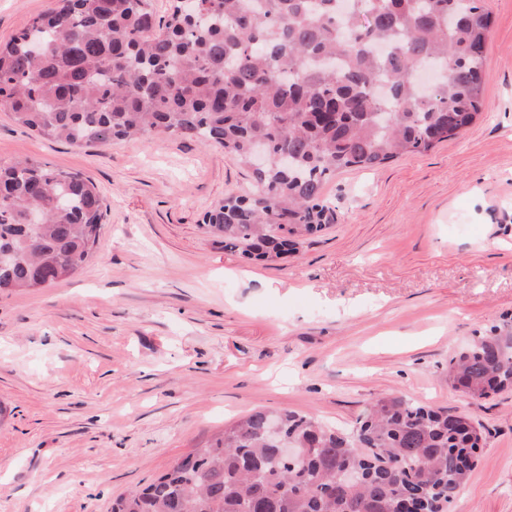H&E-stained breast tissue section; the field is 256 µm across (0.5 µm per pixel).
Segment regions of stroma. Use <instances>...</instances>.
<instances>
[{
    "instance_id": "1",
    "label": "stroma",
    "mask_w": 512,
    "mask_h": 512,
    "mask_svg": "<svg viewBox=\"0 0 512 512\" xmlns=\"http://www.w3.org/2000/svg\"><path fill=\"white\" fill-rule=\"evenodd\" d=\"M56 0H0V43ZM484 104L455 138L338 173L336 222L276 263L200 227L250 171L159 134L76 147L0 110V162L78 171L106 213L84 269L0 293V512H110L257 408L342 431L396 394L483 443L450 512H512V392L474 401L448 362L512 313V0H485Z\"/></svg>"
}]
</instances>
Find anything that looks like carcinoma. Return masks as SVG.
I'll use <instances>...</instances> for the list:
<instances>
[{"label": "carcinoma", "instance_id": "carcinoma-1", "mask_svg": "<svg viewBox=\"0 0 512 512\" xmlns=\"http://www.w3.org/2000/svg\"><path fill=\"white\" fill-rule=\"evenodd\" d=\"M484 0H197L164 21L151 0H57L0 46V109L52 140L106 146L168 134L267 165L202 224L227 251L276 262L336 223L324 187L430 150L483 108ZM0 290L78 274L103 199L89 178L0 163ZM40 222L30 221L31 209ZM471 400L512 390V316L448 363ZM295 448L280 454L271 424ZM482 441L468 418L376 398L354 435L254 410L111 512H448Z\"/></svg>", "mask_w": 512, "mask_h": 512}]
</instances>
